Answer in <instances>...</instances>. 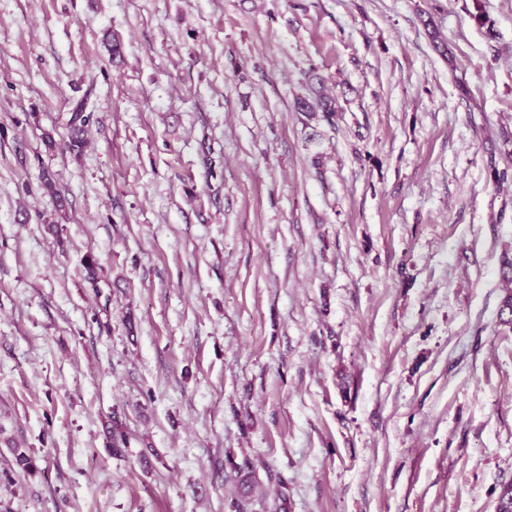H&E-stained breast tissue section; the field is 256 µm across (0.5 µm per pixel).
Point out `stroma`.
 I'll return each mask as SVG.
<instances>
[{
    "mask_svg": "<svg viewBox=\"0 0 512 512\" xmlns=\"http://www.w3.org/2000/svg\"><path fill=\"white\" fill-rule=\"evenodd\" d=\"M506 252L512 0H0V512H494ZM311 99L299 98L297 109L300 112H307L309 116H315L316 112H322L326 119L335 112L333 100L322 93V90H314ZM91 118V113L85 114L83 104H80L75 112L71 113L66 126L69 128L70 146L73 150L82 148L83 141L80 134L83 128L89 124Z\"/></svg>",
    "mask_w": 512,
    "mask_h": 512,
    "instance_id": "1",
    "label": "stroma"
}]
</instances>
